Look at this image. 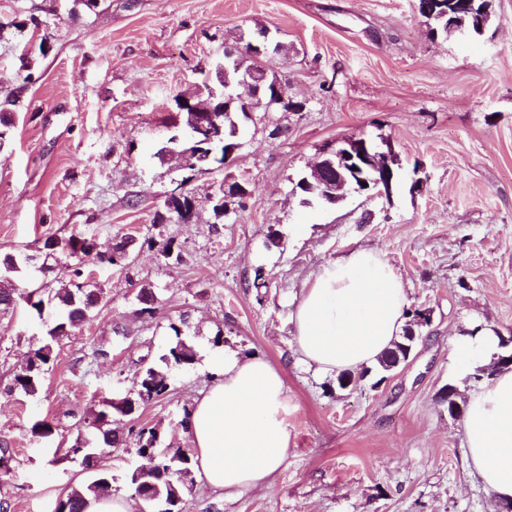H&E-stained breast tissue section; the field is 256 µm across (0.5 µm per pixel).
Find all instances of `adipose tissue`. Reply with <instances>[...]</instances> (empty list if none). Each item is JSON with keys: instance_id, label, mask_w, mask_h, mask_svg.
I'll return each instance as SVG.
<instances>
[{"instance_id": "ef3b65f1", "label": "adipose tissue", "mask_w": 512, "mask_h": 512, "mask_svg": "<svg viewBox=\"0 0 512 512\" xmlns=\"http://www.w3.org/2000/svg\"><path fill=\"white\" fill-rule=\"evenodd\" d=\"M407 308L404 284L379 251L360 248L329 262L295 308L300 359L325 375L377 364L401 335ZM500 352L498 336L487 329L458 336L452 355L464 377ZM213 376L184 423L197 479L220 492L263 485L290 451L284 375L264 357L228 354ZM463 429L466 457L486 492L512 502V367L470 392Z\"/></svg>"}]
</instances>
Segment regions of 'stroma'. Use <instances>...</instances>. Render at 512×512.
Masks as SVG:
<instances>
[{"label": "stroma", "mask_w": 512, "mask_h": 512, "mask_svg": "<svg viewBox=\"0 0 512 512\" xmlns=\"http://www.w3.org/2000/svg\"><path fill=\"white\" fill-rule=\"evenodd\" d=\"M418 0H0V98L21 106L0 149V252L13 253L24 292L72 278L46 239L73 236L99 253L133 238L115 265L86 262L103 289L91 321L63 338L36 394H2L44 327L26 304L0 315V438L15 475L0 481L9 512H55L92 476L69 449L103 399L138 388L185 322L193 369H170L168 393L114 426L158 427L164 445L190 449L184 419L225 352L257 354L282 370L292 405L287 463L264 486L218 494L193 484L183 512H497L472 474L463 420L477 382L450 369L456 336L484 323L512 336V0H490L483 35L431 34ZM269 31V71L306 111L239 120L231 168L191 173L158 149L180 133L174 98L215 82L225 47ZM30 53V71L19 58ZM387 137L399 167L392 196L305 202L299 180L325 146ZM252 196L215 217L209 197L225 175ZM194 201L187 223L164 218L178 185ZM305 225L297 233L296 225ZM172 243L175 254L161 248ZM358 248L379 250L431 324L407 365L348 388L302 364L292 313L318 267ZM157 298L139 315L140 286ZM55 434H33L41 419ZM99 467L113 495L131 498L134 443Z\"/></svg>", "instance_id": "obj_1"}]
</instances>
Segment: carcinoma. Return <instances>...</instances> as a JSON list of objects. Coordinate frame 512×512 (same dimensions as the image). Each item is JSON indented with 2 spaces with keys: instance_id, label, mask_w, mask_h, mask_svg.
I'll return each instance as SVG.
<instances>
[{
  "instance_id": "1",
  "label": "carcinoma",
  "mask_w": 512,
  "mask_h": 512,
  "mask_svg": "<svg viewBox=\"0 0 512 512\" xmlns=\"http://www.w3.org/2000/svg\"><path fill=\"white\" fill-rule=\"evenodd\" d=\"M460 2L461 0H431L429 7L433 14L432 20L443 29L448 22L457 17H462L468 25H473L474 19L481 15L479 9L482 3L475 4L477 12L465 14L459 9ZM258 64V59L251 52L242 53L238 56L233 70L225 76V80L234 83L249 75ZM18 103L19 99L15 96L0 102V148L15 126L14 114ZM214 107L218 110L216 117L221 126L220 136L213 139L210 137V131L205 130L180 142L170 138L168 145L161 147L157 154L160 155L171 148L176 149L204 168L217 161V158L224 157V144L234 140L237 110H224V100L221 98L215 100ZM171 207L181 214L184 221H189L193 214L191 195L186 193L182 199H173L166 203V208ZM64 248L77 257H88L93 252V244L85 239L70 238ZM83 275V263L79 262L73 269L75 281L71 286L52 290L45 301L31 300V295L21 293L11 280L0 276V313L14 308L17 301L23 297L39 314L43 313L47 304L55 310V320L47 328L45 343L32 351L28 365L13 376L7 392H20L26 395L36 393L53 358L54 345L94 316L102 299V290L84 287V283L81 282ZM170 329L176 341L169 347L168 352L161 356V362L168 369L193 366L196 363L195 349L182 339L179 326L172 323ZM168 390V377L164 371L152 366L145 368L135 396L103 401L102 408L94 412L92 419L87 423L90 435L78 434L70 453L80 458L82 464L88 467L97 451L126 444V437L112 430V420L108 419V416L112 415L114 410L124 415L134 414L141 406L164 396ZM128 434L134 438L137 455L143 460L129 476L130 488L133 495L138 498H141V493L145 490L152 493L151 498H142L145 505L143 512H182L183 496L193 484V457L179 448L161 447V435L154 426H132ZM113 481L114 476L110 472L95 473L90 482L71 489L60 499L55 512H83L87 498L112 494Z\"/></svg>"
}]
</instances>
